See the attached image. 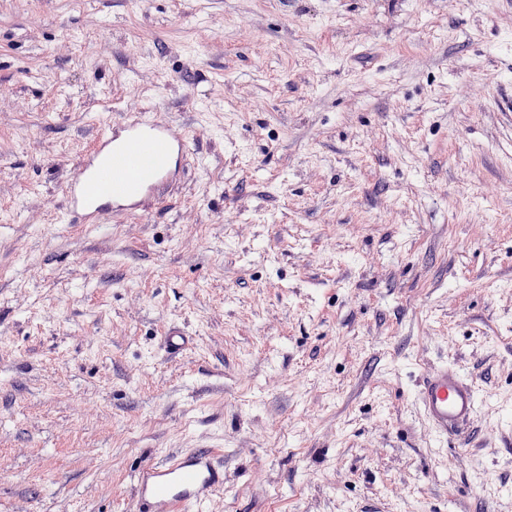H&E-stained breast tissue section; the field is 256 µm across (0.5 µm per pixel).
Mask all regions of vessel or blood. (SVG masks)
<instances>
[{"instance_id": "b4317fda", "label": "vessel or blood", "mask_w": 512, "mask_h": 512, "mask_svg": "<svg viewBox=\"0 0 512 512\" xmlns=\"http://www.w3.org/2000/svg\"><path fill=\"white\" fill-rule=\"evenodd\" d=\"M186 149L185 136L160 120L109 126L84 154L64 187L69 222L97 224L109 210L136 211L173 178ZM420 408L440 438L461 437L475 421V386L454 369L430 373L418 393ZM224 486V471L210 453H190L147 464L136 477L145 512H184Z\"/></svg>"}]
</instances>
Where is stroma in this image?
Here are the masks:
<instances>
[{"mask_svg":"<svg viewBox=\"0 0 512 512\" xmlns=\"http://www.w3.org/2000/svg\"><path fill=\"white\" fill-rule=\"evenodd\" d=\"M506 97L512 0H0V512H139L197 451L224 487L185 512H512ZM153 118L181 176L68 223L97 134ZM418 403L438 437L446 441L461 437L479 412L477 389L448 365L424 379Z\"/></svg>","mask_w":512,"mask_h":512,"instance_id":"35a3bbf8","label":"stroma"}]
</instances>
